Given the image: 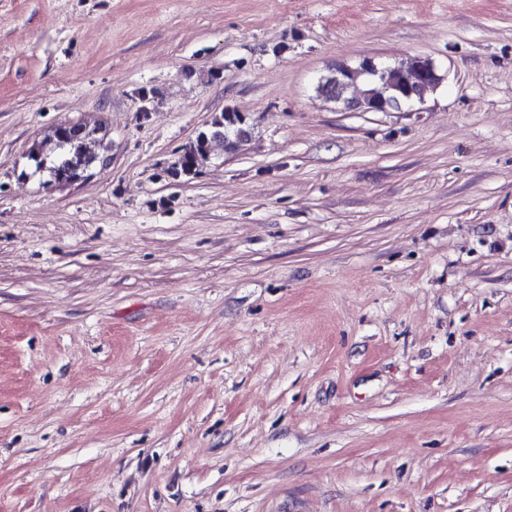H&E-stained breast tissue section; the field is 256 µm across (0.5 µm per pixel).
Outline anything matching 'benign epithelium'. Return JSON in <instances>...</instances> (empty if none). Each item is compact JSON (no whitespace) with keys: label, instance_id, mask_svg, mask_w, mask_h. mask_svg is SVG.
<instances>
[{"label":"benign epithelium","instance_id":"7a95c632","mask_svg":"<svg viewBox=\"0 0 512 512\" xmlns=\"http://www.w3.org/2000/svg\"><path fill=\"white\" fill-rule=\"evenodd\" d=\"M441 81L436 66L427 58L415 57L392 66L367 57L355 68L337 67L332 75L319 81L317 92L359 112H399L405 106L423 103L426 94ZM351 87L356 93L348 97L346 92Z\"/></svg>","mask_w":512,"mask_h":512}]
</instances>
